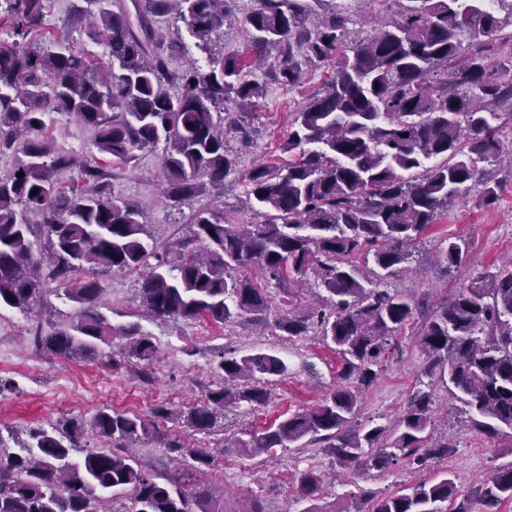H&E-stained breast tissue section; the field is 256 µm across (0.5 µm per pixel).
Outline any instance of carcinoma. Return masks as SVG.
Instances as JSON below:
<instances>
[{
    "label": "carcinoma",
    "instance_id": "cac0c4a2",
    "mask_svg": "<svg viewBox=\"0 0 512 512\" xmlns=\"http://www.w3.org/2000/svg\"><path fill=\"white\" fill-rule=\"evenodd\" d=\"M47 0H0V154H20L0 176V307L42 317L46 288L64 286L77 304L76 320L42 335L41 349L84 358L129 339L125 355L152 361L151 335L136 325L113 326L98 311L101 288L88 268L145 269L139 294L153 319L207 317L227 324L247 316L266 319L264 292L249 277L256 268L268 283L314 275L327 310L311 321L282 316L276 327L301 336L310 325L336 346L342 384L314 407L295 412L263 432H249L235 447L247 455L271 454L307 438L321 444L336 464L362 471L403 464L422 470L455 452L448 439L432 437V395L418 388L394 426L358 421L360 396L396 336L423 319L419 344L424 375L448 378L468 423L490 436L512 438V261L462 287L438 310L383 287L358 260L389 272L406 262L410 248L471 187L480 203L496 204L502 189L493 166L504 155L502 133L512 125V0H499L500 18L481 0H406L397 17L347 47L352 17L327 7L329 0H256L239 19L253 57L210 52L224 28L227 0H130L133 10L113 11L107 0H82L74 19L97 7L87 29L102 47L107 68L73 51L65 39L37 47L46 35ZM173 15L186 24L196 46L209 53L205 67H170L182 42L155 26ZM336 62L326 88L293 113L282 152L296 158L281 167L254 165L247 175L248 208L263 221L242 224L237 211L197 209L193 234L175 244L174 257L159 255L143 238L139 204L108 195L95 166L82 168L87 188L66 193L57 175L73 165L40 135L47 112L76 116L94 131L98 153L127 163L164 143L160 159L167 197L174 203L224 179L237 159L226 136L252 138L253 111L268 82L302 83L310 69ZM234 106L236 112L228 111ZM24 177H17V173ZM466 243L445 237L435 245L437 263L458 267ZM155 264H149V259ZM217 378L205 401L181 414L196 432L214 429L224 408L263 406L270 377L284 362L265 352H223L212 364ZM154 418L100 408L89 421L61 418L29 431L19 441L0 434V512H101L108 493H124L131 512H218L212 501L187 491L193 472L209 467L204 448H187V471L144 469L130 446L159 434ZM107 444L76 461L85 428ZM19 448L7 450V440ZM320 477L300 476L306 502L317 499ZM490 508L512 501V462L498 467L475 489ZM456 496L450 474L422 480L408 492L359 496L357 512H443Z\"/></svg>",
    "mask_w": 512,
    "mask_h": 512
}]
</instances>
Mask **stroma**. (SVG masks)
I'll return each mask as SVG.
<instances>
[{
    "mask_svg": "<svg viewBox=\"0 0 512 512\" xmlns=\"http://www.w3.org/2000/svg\"><path fill=\"white\" fill-rule=\"evenodd\" d=\"M72 0H49L46 24L49 34H67L72 49L101 55L102 50L86 35L84 23L74 22ZM338 8L354 19L351 40L370 33L375 24L389 20L399 9L397 0H335ZM334 75L332 64L313 68L305 82L285 89L270 85L268 94L254 119L256 132L250 143L231 138L229 153L238 155L240 164L225 180L223 192L209 191L177 206L163 197L164 181L160 151L139 153L136 160L113 164L111 157L99 154L93 146V131L76 117L53 112L44 117V134L56 148L72 158L73 164L63 177L66 187L81 184L83 166L91 165L108 175L107 190L112 195L139 203L144 214L148 243L164 250L171 243L190 236L193 210L208 207H234L240 221L258 223L259 217L241 208L244 179L257 162L277 164L285 161L279 150L288 137L292 114L305 105L311 94L327 84ZM459 237L468 244L462 264L447 271L433 262V247L445 237ZM512 255V179L504 181L499 202L482 206L478 189L467 191L462 201L451 208L447 218L433 225L416 248L412 264L394 268L384 281L391 290L425 301L436 309L452 301L470 280L491 271ZM142 271L108 272L98 276L102 289L100 311L115 326L136 324L149 333L158 349L151 363L129 364L121 358L120 344L111 353L89 359L59 358L44 352L33 338L34 328L51 327L73 320L77 306L64 295L49 292L46 299L50 317L36 319L10 310V325L0 328V426L25 435L63 417L89 420L101 407L130 415H150L162 406L171 418L160 425L162 440L141 442V463L159 473H174L182 466L179 453L168 451L165 441L187 448H206L215 460L205 475L190 484L192 492L206 493L218 512H239L242 501L257 496L265 512H300L299 475L314 471L322 479L320 507L350 506L351 496L364 491L389 495L403 491L421 478L450 472L459 495L470 493L494 469L512 462V443L501 437L480 433L469 426L460 404L445 384L433 382L432 409L434 434L449 438L456 451L418 473L397 465L383 471L345 472L316 445L280 448L274 454L248 456L233 448L232 440L246 431H259L277 423L288 414L313 407L333 390L342 368L334 344L324 342L316 333L292 338L283 336L275 321L288 314H305L319 293L313 278H290L285 288L265 289L270 305L266 322L256 323L242 317L222 325L207 318L196 320H155L142 309L136 288ZM420 325L413 322L399 335V354L378 367L377 378L360 405V422L379 424L396 422L405 410L413 389L423 380L427 363L419 341ZM225 350L245 355L263 351L279 357L286 365L284 376L273 377L265 406L243 402L224 411L220 426L210 433H197L175 411L203 398L214 388L216 378L211 364Z\"/></svg>",
    "mask_w": 512,
    "mask_h": 512,
    "instance_id": "1",
    "label": "stroma"
}]
</instances>
